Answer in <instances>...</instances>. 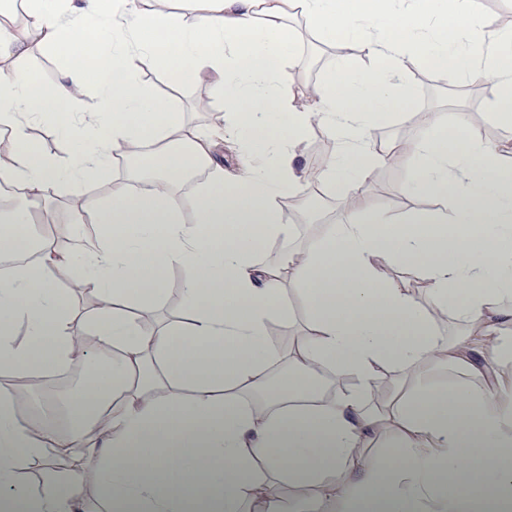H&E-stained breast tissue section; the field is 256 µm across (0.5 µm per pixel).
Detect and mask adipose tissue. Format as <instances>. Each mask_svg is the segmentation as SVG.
Segmentation results:
<instances>
[{"label": "adipose tissue", "instance_id": "obj_1", "mask_svg": "<svg viewBox=\"0 0 512 512\" xmlns=\"http://www.w3.org/2000/svg\"><path fill=\"white\" fill-rule=\"evenodd\" d=\"M192 14L169 0H27L43 49L62 60L47 91H35L21 61L31 52L0 16V126L11 131L0 183L39 196L61 177L94 179L114 156L140 143L146 168L164 189L113 186L106 205L85 213L101 232L86 250L79 284L103 288L106 307L72 333L69 295L56 286L67 255L37 245L35 263L0 270V372L35 379L75 357L94 360L70 405L81 413L66 432L36 426L0 389V512H86L84 474L53 460L89 456L110 512H512V312L492 302L512 294V167L497 147L475 143L464 117L437 115L432 135L410 150L409 195H444L440 212L404 217L374 210L362 186L381 156L365 127L373 115L407 104L403 75L412 58L450 59L452 74L492 83L490 112L512 132V31L483 23L464 32L448 16L474 0H446L447 18L430 21L433 0H196ZM328 41L360 42L379 70L358 77L337 65L314 90L315 111L276 96L296 35L289 13ZM207 73L224 92L229 132L249 136L260 158L244 183L214 166L211 143L184 125L172 103L148 91L140 68ZM96 89L91 107L80 92ZM278 113L270 122L269 113ZM36 120L57 126L66 155L42 153L27 137ZM328 126L337 152L320 181L343 179L357 219L328 225L304 254L285 251L279 266L252 255L292 226L275 200L308 184L296 160L313 122ZM213 168L207 195L182 221L170 186L191 169ZM390 262L419 272L431 295L382 279ZM191 269L183 290L187 324L148 328L162 269ZM290 274L307 311L293 371L307 387L285 396L269 387L278 358L271 317L288 314L281 278ZM454 310L465 332L438 335L436 316ZM497 353L496 366L484 358ZM109 365H99L103 353ZM448 363L458 380L437 383ZM354 383L331 403L313 387L324 370ZM393 392L376 393L384 375ZM267 395L264 411L242 394ZM392 449L364 455L382 427ZM45 466L19 479L22 462ZM272 471L300 487L283 497Z\"/></svg>", "mask_w": 512, "mask_h": 512}]
</instances>
